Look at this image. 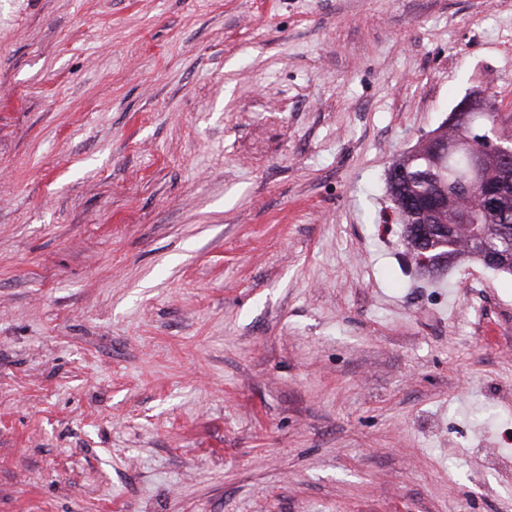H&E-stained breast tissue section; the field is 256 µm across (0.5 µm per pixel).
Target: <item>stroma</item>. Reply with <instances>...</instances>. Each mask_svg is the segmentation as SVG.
Masks as SVG:
<instances>
[{
    "label": "stroma",
    "mask_w": 512,
    "mask_h": 512,
    "mask_svg": "<svg viewBox=\"0 0 512 512\" xmlns=\"http://www.w3.org/2000/svg\"><path fill=\"white\" fill-rule=\"evenodd\" d=\"M512 0H0V512H512V273L391 164Z\"/></svg>",
    "instance_id": "35a3bbf8"
}]
</instances>
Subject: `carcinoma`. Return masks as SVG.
<instances>
[{"label": "carcinoma", "instance_id": "obj_1", "mask_svg": "<svg viewBox=\"0 0 512 512\" xmlns=\"http://www.w3.org/2000/svg\"><path fill=\"white\" fill-rule=\"evenodd\" d=\"M490 111L481 116L474 126L450 128L448 139L471 141L470 149L457 151L449 156L435 155L423 146L415 153L413 163H408L404 156L395 161L391 169H407V181L389 193L392 203H397L408 195L422 197L434 194L441 189L448 191L451 205L439 220L447 224L457 225L456 238L448 241V246L422 251V245L416 240H408L415 260L425 258L435 264L440 260L458 252V244L466 242L471 252L478 255L483 249L489 248L512 255V189L504 188V196L493 209L482 207V186L469 181L466 169L469 151L488 153L484 142L486 138H494L493 130L498 127L494 99H489ZM466 198L470 201L474 221L471 224L458 223L459 211L455 206L457 200Z\"/></svg>", "mask_w": 512, "mask_h": 512}]
</instances>
